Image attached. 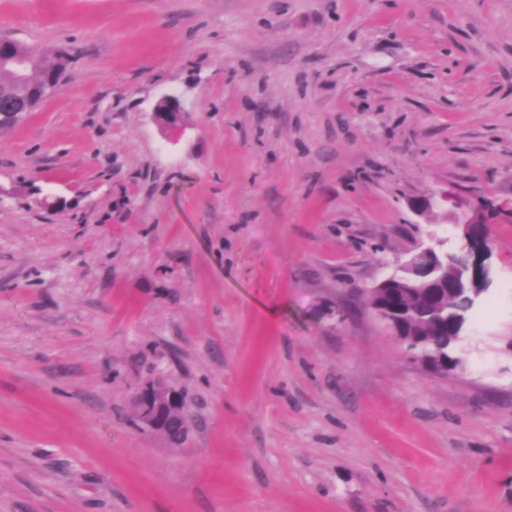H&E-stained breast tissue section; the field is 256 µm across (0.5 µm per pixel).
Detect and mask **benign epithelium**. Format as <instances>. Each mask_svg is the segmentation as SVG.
Here are the masks:
<instances>
[{"label": "benign epithelium", "instance_id": "7a95c632", "mask_svg": "<svg viewBox=\"0 0 512 512\" xmlns=\"http://www.w3.org/2000/svg\"><path fill=\"white\" fill-rule=\"evenodd\" d=\"M16 42L0 40V54L18 75H23L29 67L27 57L15 53L12 46ZM32 107L30 100L21 95L0 102V122L12 120L21 112ZM179 103L168 98L154 113L155 120L167 128L176 125ZM466 243L458 250L448 249V239L431 235L428 241L419 243L399 264L393 273L379 280L372 291L386 288L398 279L414 285L441 288L446 285L442 279L443 269L454 266L455 290L477 299L486 292L492 283V268L488 263L490 247L487 239L473 230L472 219L463 222ZM131 415L139 426L148 432L159 434L171 443L179 444L186 440L195 424L191 400L188 394L174 386L163 388L156 383L143 381L130 397Z\"/></svg>", "mask_w": 512, "mask_h": 512}]
</instances>
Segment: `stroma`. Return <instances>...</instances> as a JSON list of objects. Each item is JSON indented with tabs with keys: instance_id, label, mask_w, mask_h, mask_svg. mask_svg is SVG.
Wrapping results in <instances>:
<instances>
[{
	"instance_id": "obj_1",
	"label": "stroma",
	"mask_w": 512,
	"mask_h": 512,
	"mask_svg": "<svg viewBox=\"0 0 512 512\" xmlns=\"http://www.w3.org/2000/svg\"><path fill=\"white\" fill-rule=\"evenodd\" d=\"M0 37L69 57L0 128V512H512V0H0ZM487 199L434 376L368 290ZM149 371L182 446L130 422Z\"/></svg>"
}]
</instances>
